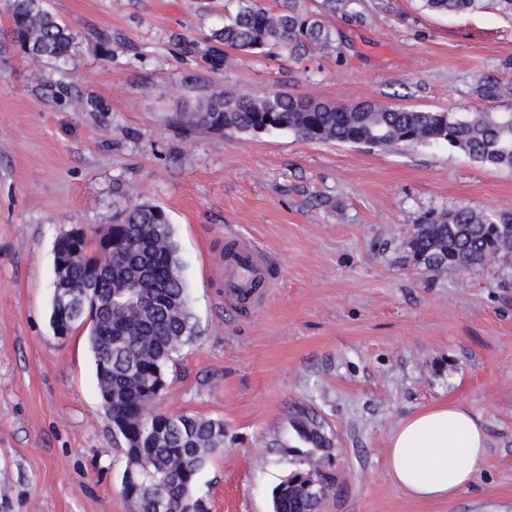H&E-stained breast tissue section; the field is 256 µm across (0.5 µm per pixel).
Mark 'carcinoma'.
I'll return each mask as SVG.
<instances>
[{
  "instance_id": "obj_1",
  "label": "carcinoma",
  "mask_w": 512,
  "mask_h": 512,
  "mask_svg": "<svg viewBox=\"0 0 512 512\" xmlns=\"http://www.w3.org/2000/svg\"><path fill=\"white\" fill-rule=\"evenodd\" d=\"M299 0H281L276 11L261 0H237L235 12L212 33L224 46L250 54L278 49L292 56L329 50L335 29L324 20L340 15L362 21L353 8L360 0H319L318 9L303 12ZM423 7L444 14L473 12L486 0H422ZM10 45L34 63L63 61L76 48L78 34L57 19L44 0H7ZM197 121L226 133L257 134L287 130L305 141L362 144L381 149L445 142L471 159L493 168L512 169V113L424 111L394 108L376 101L353 104L325 102L282 92L242 94L213 100ZM108 232L112 250L80 239L83 259L70 258L73 236L65 231L53 246V263H66V275L76 283L109 267L112 278L98 283V293L112 302L100 309L86 303L69 308L74 326L89 323L97 388L124 445L125 471L140 472L142 493L129 489L124 497L133 512H204L194 488L200 471L224 447V424L186 413L157 409L153 394L168 386L169 371L181 350L194 338L193 316L180 274L178 246L165 211L135 204ZM414 259L428 268L475 270L512 252V212L458 207L426 219L414 235ZM134 295L148 306L131 302ZM300 436L321 450L331 441L324 422L304 412L297 421ZM288 476L273 493L274 512H317L321 499L335 484L325 460L312 454L291 461Z\"/></svg>"
}]
</instances>
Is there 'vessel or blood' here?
<instances>
[{
	"label": "vessel or blood",
	"instance_id": "obj_1",
	"mask_svg": "<svg viewBox=\"0 0 512 512\" xmlns=\"http://www.w3.org/2000/svg\"><path fill=\"white\" fill-rule=\"evenodd\" d=\"M224 284V305L228 308L262 307L275 286L263 249L248 238L230 240L224 261L217 267Z\"/></svg>",
	"mask_w": 512,
	"mask_h": 512
}]
</instances>
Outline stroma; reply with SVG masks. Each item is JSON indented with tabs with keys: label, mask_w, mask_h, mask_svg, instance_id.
<instances>
[{
	"label": "stroma",
	"mask_w": 512,
	"mask_h": 512,
	"mask_svg": "<svg viewBox=\"0 0 512 512\" xmlns=\"http://www.w3.org/2000/svg\"><path fill=\"white\" fill-rule=\"evenodd\" d=\"M45 5L78 32L73 55L0 53V512H131L87 331L58 339L49 315L55 238L134 201L167 213L195 318L160 406L224 424L196 486L206 512H273L304 407L332 437L336 486L317 512H512V264L430 269L409 245L433 213L512 211V170L444 142L382 150L191 121L266 91L509 114L512 21L361 0L364 21L332 19L334 50L294 58L211 40L233 0ZM235 235L271 259L276 286L252 312L226 311L217 284ZM442 400L481 417L485 459L454 500L416 501L390 480L388 441Z\"/></svg>",
	"instance_id": "1"
}]
</instances>
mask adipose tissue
Segmentation results:
<instances>
[{
  "label": "adipose tissue",
  "instance_id": "1",
  "mask_svg": "<svg viewBox=\"0 0 512 512\" xmlns=\"http://www.w3.org/2000/svg\"><path fill=\"white\" fill-rule=\"evenodd\" d=\"M486 444L479 416L461 403L441 401L400 421L389 440V473L413 498L450 501L473 482Z\"/></svg>",
  "mask_w": 512,
  "mask_h": 512
}]
</instances>
